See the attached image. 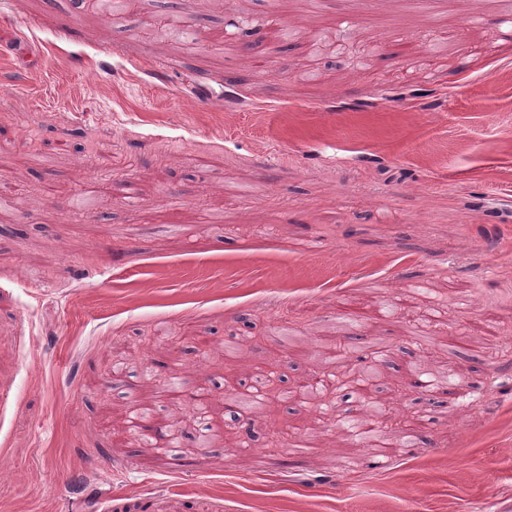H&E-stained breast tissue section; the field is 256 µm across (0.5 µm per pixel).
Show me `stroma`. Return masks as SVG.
<instances>
[{
	"label": "stroma",
	"instance_id": "1",
	"mask_svg": "<svg viewBox=\"0 0 512 512\" xmlns=\"http://www.w3.org/2000/svg\"><path fill=\"white\" fill-rule=\"evenodd\" d=\"M108 10L0 0V506L512 512V0ZM379 346L385 448L349 402L125 431Z\"/></svg>",
	"mask_w": 512,
	"mask_h": 512
}]
</instances>
